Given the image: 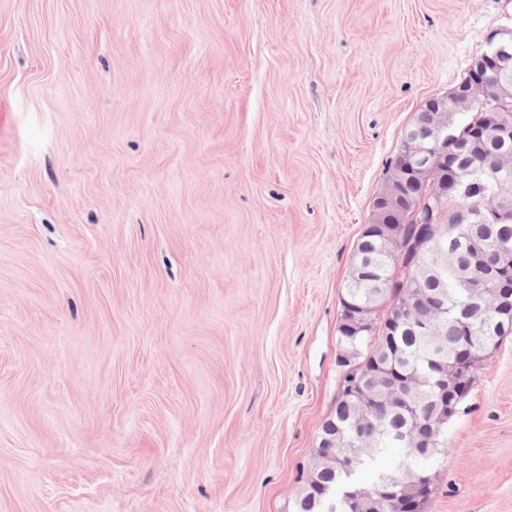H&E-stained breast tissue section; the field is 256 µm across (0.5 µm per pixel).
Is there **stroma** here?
Masks as SVG:
<instances>
[{
	"label": "stroma",
	"instance_id": "stroma-1",
	"mask_svg": "<svg viewBox=\"0 0 512 512\" xmlns=\"http://www.w3.org/2000/svg\"><path fill=\"white\" fill-rule=\"evenodd\" d=\"M512 0H0V512H294L406 131ZM422 461L512 512V336Z\"/></svg>",
	"mask_w": 512,
	"mask_h": 512
}]
</instances>
